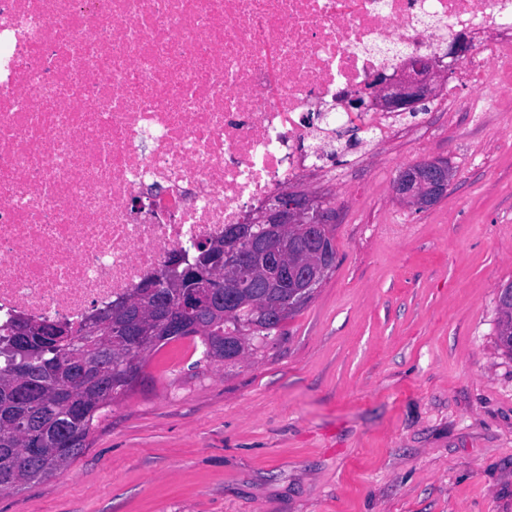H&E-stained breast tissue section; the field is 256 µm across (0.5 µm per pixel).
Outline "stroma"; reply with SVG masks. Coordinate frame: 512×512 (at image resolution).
Returning a JSON list of instances; mask_svg holds the SVG:
<instances>
[{"label": "stroma", "mask_w": 512, "mask_h": 512, "mask_svg": "<svg viewBox=\"0 0 512 512\" xmlns=\"http://www.w3.org/2000/svg\"><path fill=\"white\" fill-rule=\"evenodd\" d=\"M402 115L307 190L336 211L334 272L278 340L235 364L193 342L148 356L57 476L0 491V512H512V356L497 342L512 282V73ZM443 159L439 203H397L400 168Z\"/></svg>", "instance_id": "obj_1"}]
</instances>
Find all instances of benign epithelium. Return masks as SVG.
Segmentation results:
<instances>
[{
    "instance_id": "benign-epithelium-1",
    "label": "benign epithelium",
    "mask_w": 512,
    "mask_h": 512,
    "mask_svg": "<svg viewBox=\"0 0 512 512\" xmlns=\"http://www.w3.org/2000/svg\"><path fill=\"white\" fill-rule=\"evenodd\" d=\"M439 71L429 59L412 60L404 74L398 77L378 76L371 87V95L364 98L360 93L347 95L344 106L349 112H364L376 106L384 112L406 114L416 112L423 103L436 93ZM453 182V171L448 162L427 159L399 169L393 179V193L397 201L415 210H423L438 203L447 195ZM335 211L325 207L316 197L304 191L283 190L270 198L260 208L252 211L247 221L234 230L233 241L224 245V261H218L214 269L224 273L226 287L258 279L266 288H286V303L315 293L327 278L333 266L326 241L327 227L335 223ZM265 224H280L291 228L304 224L310 229L306 248L293 246V251L310 255L303 263L289 262L282 246V237L258 238L255 229ZM190 255L184 251L173 254L168 268L176 273L185 267L183 275L171 280L170 286H182L186 275L195 271L189 266ZM206 302V296L194 288L182 290L178 305L173 307L164 301L153 306V313L170 335H181L201 325L190 324L189 316ZM267 300L250 305L234 295L224 296V315L247 309L255 314L265 311Z\"/></svg>"
}]
</instances>
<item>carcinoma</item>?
Returning a JSON list of instances; mask_svg holds the SVG:
<instances>
[{"label":"carcinoma","instance_id":"obj_1","mask_svg":"<svg viewBox=\"0 0 512 512\" xmlns=\"http://www.w3.org/2000/svg\"><path fill=\"white\" fill-rule=\"evenodd\" d=\"M167 269L146 279L160 284L153 294L140 287L125 299L84 320L68 323L71 335L56 352L29 361L38 337L18 334V326L38 323L54 328V321L19 318L0 329V490L20 491L65 470L88 446L87 439L107 414L112 402L138 380L153 351L175 340L155 333L150 307L160 296L177 302V290L165 284ZM306 302L283 315L260 321L247 339L244 354L253 351L254 337L279 336L283 324ZM136 327L141 346L128 348V329ZM238 331L234 316L203 334H184L204 347V359L224 362V337ZM498 345L512 355V305L499 306ZM76 435L77 444L63 452L57 439Z\"/></svg>","mask_w":512,"mask_h":512}]
</instances>
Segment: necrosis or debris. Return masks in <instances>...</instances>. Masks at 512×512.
Returning a JSON list of instances; mask_svg holds the SVG:
<instances>
[{
    "mask_svg": "<svg viewBox=\"0 0 512 512\" xmlns=\"http://www.w3.org/2000/svg\"><path fill=\"white\" fill-rule=\"evenodd\" d=\"M417 57L483 111L512 0H0V327L81 321L324 167L342 129L388 136L394 114L341 96Z\"/></svg>",
    "mask_w": 512,
    "mask_h": 512,
    "instance_id": "necrosis-or-debris-1",
    "label": "necrosis or debris"
}]
</instances>
